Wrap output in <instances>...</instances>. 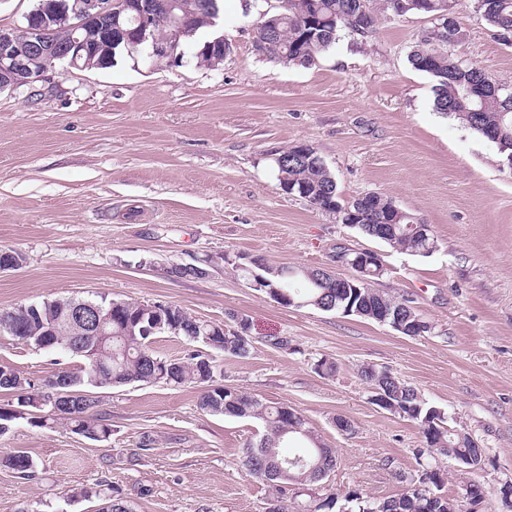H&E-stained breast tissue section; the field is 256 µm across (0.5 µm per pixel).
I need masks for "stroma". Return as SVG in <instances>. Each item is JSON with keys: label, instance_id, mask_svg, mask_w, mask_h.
Here are the masks:
<instances>
[{"label": "stroma", "instance_id": "35a3bbf8", "mask_svg": "<svg viewBox=\"0 0 512 512\" xmlns=\"http://www.w3.org/2000/svg\"><path fill=\"white\" fill-rule=\"evenodd\" d=\"M256 19L242 0H224L217 29L232 52L216 70L143 56L106 69L59 65L0 91V248L24 257L0 271V308L97 294L171 303L228 329L233 314L249 316L254 350L222 357L221 384L298 411L335 449L324 487L340 495L404 493L402 475L418 468L420 424L373 405L359 375L364 364L386 368L478 441L480 512H500L497 492L512 481V168L496 144L435 111L432 79L408 61L426 17L384 21L365 43L340 35L307 67L258 54ZM455 20L466 32L455 55L512 88V47L477 21L470 0ZM299 143L324 159L342 199L391 198L431 227L435 251L394 250L284 194L273 158ZM346 248L378 252L375 288L413 297L434 333L409 338L357 316L284 307L234 267L244 255L348 276L336 258ZM205 255L208 277L160 272ZM321 359L334 374L316 372ZM0 364L40 384L81 361L2 334ZM99 394L108 441L25 419L0 437V452L22 450L36 464L29 481L0 470V512H95L96 501L69 496L101 479L134 512H265L272 489L242 463L260 423L203 413L191 385Z\"/></svg>", "mask_w": 512, "mask_h": 512}]
</instances>
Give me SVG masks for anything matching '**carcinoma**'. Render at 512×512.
<instances>
[{
    "mask_svg": "<svg viewBox=\"0 0 512 512\" xmlns=\"http://www.w3.org/2000/svg\"><path fill=\"white\" fill-rule=\"evenodd\" d=\"M175 11L192 16L191 26L182 29L173 25L165 14L155 20L151 40L167 43L173 53L184 59L187 49L194 50L198 63L211 69L224 64L225 52L212 47L213 35L200 38L202 30L211 28V20L219 14L221 0H172ZM280 0V6L258 18V49L271 61L285 65L308 66L336 43L338 34L347 31L360 41L371 38L381 20L388 15L420 14L439 16L437 22L422 28L408 56L412 67L429 75L434 81L436 111L458 120L485 137L496 140L506 160L512 159V90L496 95L480 94L479 86L493 79L483 69L468 65L453 56L451 48L463 42L464 31L454 19L459 0ZM477 20L496 34L512 32V0H470ZM293 148L282 150L275 157L283 164H274L282 191L300 195L304 189L308 202L317 209L333 214L343 224H354L363 235L378 239L391 248L412 254H423L425 243L405 231L406 214L396 215L395 203L384 196L368 193L369 203L360 198L344 201L338 194L336 179L316 150L304 160L292 156ZM211 257H203L183 268H162L169 278H193L197 269L208 268ZM266 280L262 292L274 286L289 296L280 302L284 307H318L335 304L333 311L350 315L369 313L384 307L390 318L406 316L405 305L413 300L391 298L373 288L376 273L356 272L367 280V287L358 288L342 299L333 281L317 269L270 265L258 262ZM80 298L44 299L34 304L0 308L1 322L13 321L18 331L8 334L36 349H61L75 354L79 347L70 344L75 334L69 317L70 307ZM87 302L112 315V351L102 350L91 357L82 356L83 366L60 375L70 379L74 392L94 388L92 380L108 386L164 383L173 387L194 385L201 388L198 407L216 417H236L259 422L263 434L242 451L243 465L256 477L268 481L274 489L268 512H479L484 500L472 487H463L456 498L440 493L444 476L437 466V457L462 459V468L478 470L485 464L483 448H473L470 434L463 429L447 428L445 413L430 405L414 387L406 384L385 368L363 365L359 372L373 391L381 392L395 413L416 420L423 429L425 447L415 450L421 459L416 473L408 478L409 489L398 496L379 499L361 489H352L343 496L334 492H316L297 501L288 496L295 486L317 485L326 471L335 469V451L319 444L298 413H290L283 404L268 403L234 387L217 383L224 375L217 355L247 358L253 350L249 333L251 320L246 315L234 316L235 328L195 318L182 308L165 302H141L133 299H110L97 296ZM181 338L193 349L178 359L158 356L153 340L159 336ZM0 391L15 392L16 406L0 409V435L7 433L17 419L36 411L31 397L43 390L14 368L0 364ZM61 421L76 434L103 442L112 436V425L105 413L93 415L77 406L52 413L32 416L38 427ZM287 440H306L311 447L303 453L286 454L281 445ZM0 468L10 470L21 479L33 476L35 464L27 453L13 450L0 454ZM110 495L112 512H133L131 501L121 494H110L102 483L81 487L71 497L82 500L100 499Z\"/></svg>",
    "mask_w": 512,
    "mask_h": 512,
    "instance_id": "cac0c4a2",
    "label": "carcinoma"
}]
</instances>
